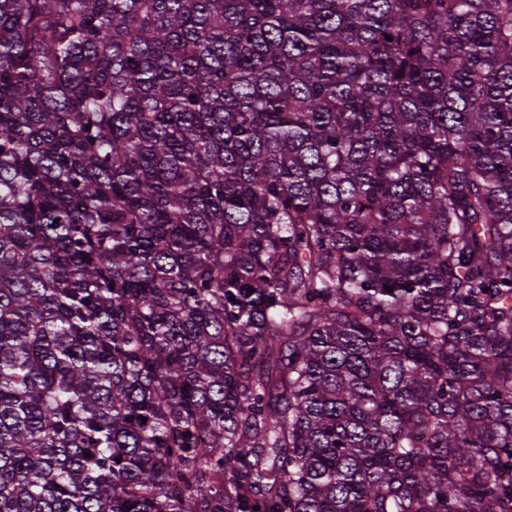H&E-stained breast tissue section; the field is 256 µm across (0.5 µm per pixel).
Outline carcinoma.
Listing matches in <instances>:
<instances>
[{"instance_id":"cac0c4a2","label":"carcinoma","mask_w":512,"mask_h":512,"mask_svg":"<svg viewBox=\"0 0 512 512\" xmlns=\"http://www.w3.org/2000/svg\"><path fill=\"white\" fill-rule=\"evenodd\" d=\"M0 512H512V0H0Z\"/></svg>"}]
</instances>
